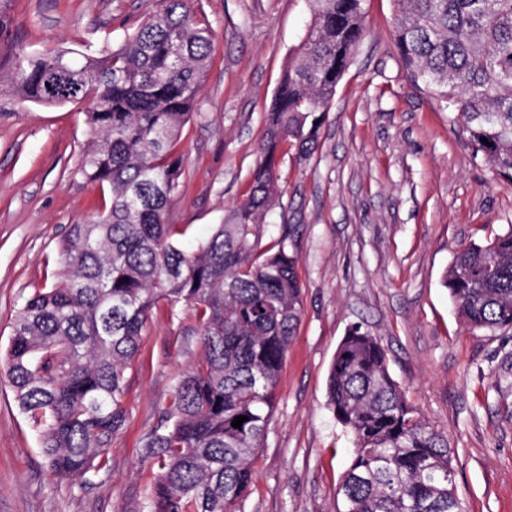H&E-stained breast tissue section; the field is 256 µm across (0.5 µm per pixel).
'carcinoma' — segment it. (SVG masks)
Listing matches in <instances>:
<instances>
[{
    "label": "carcinoma",
    "mask_w": 512,
    "mask_h": 512,
    "mask_svg": "<svg viewBox=\"0 0 512 512\" xmlns=\"http://www.w3.org/2000/svg\"><path fill=\"white\" fill-rule=\"evenodd\" d=\"M0 0V94L85 113L79 171L106 195L60 243L62 282L25 299L4 356L14 402L48 469L83 487L125 428L127 371L152 311L191 306L203 356L177 382L145 437L157 467L146 512H236L304 313L293 227L263 244L279 202L281 150L307 160L336 87L366 35V0H306L310 21L266 118L245 198L196 249L171 223L181 192V133L211 61L213 30L191 0H161L118 47L25 51ZM394 41L415 84L453 114L476 155L512 179V0H395ZM469 327L512 328V230L460 249L444 279ZM328 405L353 458L336 512H462L448 439L414 414L378 339L340 341ZM246 416L241 428L232 426Z\"/></svg>",
    "instance_id": "carcinoma-1"
}]
</instances>
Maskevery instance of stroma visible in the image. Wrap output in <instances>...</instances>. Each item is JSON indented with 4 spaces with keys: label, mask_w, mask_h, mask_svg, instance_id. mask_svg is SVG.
<instances>
[{
    "label": "stroma",
    "mask_w": 512,
    "mask_h": 512,
    "mask_svg": "<svg viewBox=\"0 0 512 512\" xmlns=\"http://www.w3.org/2000/svg\"><path fill=\"white\" fill-rule=\"evenodd\" d=\"M214 31L213 63L182 134L184 187L172 223L189 249L240 201L266 115L309 22L305 0H193ZM160 0H15L27 51L120 45ZM394 0H367V35L337 86L311 158L286 156L267 240L294 227L305 313L281 372L254 479L237 512H336L352 439L327 378L361 325L417 415L455 450L464 512H512V328L472 330L444 275L455 251L512 228V180L473 156L393 44ZM89 138L71 106L0 99V350L16 310L59 282V243L101 192L79 172ZM189 306L154 311L128 373V420L89 488L55 479L0 370V512H145L155 469L141 456L181 375L202 356Z\"/></svg>",
    "instance_id": "obj_1"
}]
</instances>
